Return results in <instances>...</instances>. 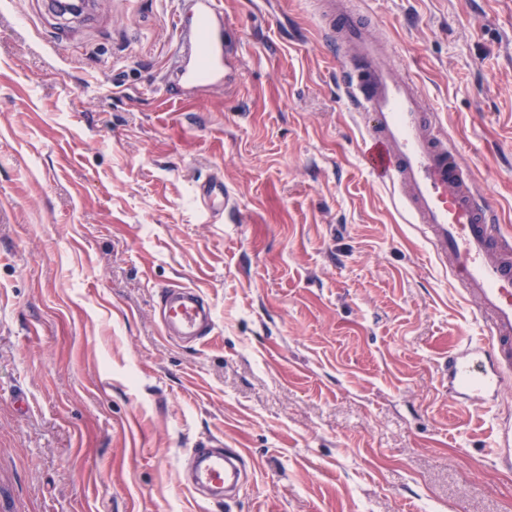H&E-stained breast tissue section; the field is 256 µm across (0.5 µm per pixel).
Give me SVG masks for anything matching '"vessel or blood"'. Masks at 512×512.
Returning <instances> with one entry per match:
<instances>
[{
  "label": "vessel or blood",
  "mask_w": 512,
  "mask_h": 512,
  "mask_svg": "<svg viewBox=\"0 0 512 512\" xmlns=\"http://www.w3.org/2000/svg\"><path fill=\"white\" fill-rule=\"evenodd\" d=\"M175 22L177 81L196 86L224 81L228 34L214 22L222 0H187ZM323 39L342 63L348 104L365 131L362 158L368 173L397 194L436 260L448 269L462 297L474 304L479 342L462 341L448 351V392L464 407H486L512 383V238L499 233L496 213L478 191L459 152L440 132L436 113L423 106L410 77L396 74L374 28L360 20L350 0H315ZM214 216L233 210L223 181L197 186ZM159 317L165 335L204 340L215 329L214 312L201 289L166 288ZM192 487L212 498L240 472L230 459L237 448L210 440L190 449Z\"/></svg>",
  "instance_id": "b4317fda"
}]
</instances>
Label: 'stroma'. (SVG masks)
<instances>
[{
    "label": "stroma",
    "mask_w": 512,
    "mask_h": 512,
    "mask_svg": "<svg viewBox=\"0 0 512 512\" xmlns=\"http://www.w3.org/2000/svg\"><path fill=\"white\" fill-rule=\"evenodd\" d=\"M222 2L232 81L180 88L179 0H0V512H512V391L449 396L475 308L362 168L311 0ZM356 3L512 237V0ZM173 285L206 342L163 336ZM209 438L226 504L179 478ZM197 193L215 217L222 218L226 211L235 209L232 193L228 187H224V181L222 180L199 183ZM159 317L165 336L203 341L215 329L213 309L199 288H166L159 296Z\"/></svg>",
    "instance_id": "stroma-1"
}]
</instances>
